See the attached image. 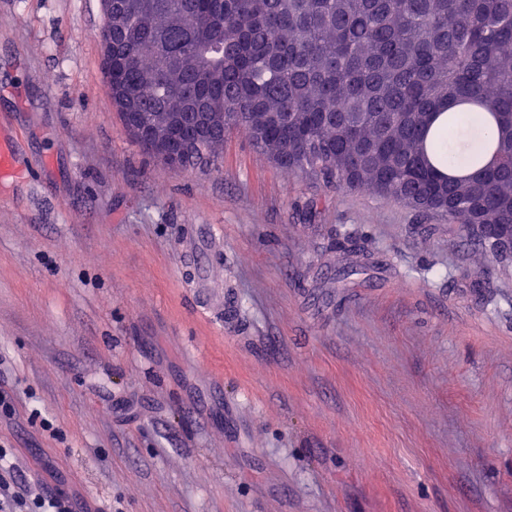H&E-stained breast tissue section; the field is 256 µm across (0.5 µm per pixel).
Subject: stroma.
I'll return each instance as SVG.
<instances>
[{
    "label": "stroma",
    "mask_w": 512,
    "mask_h": 512,
    "mask_svg": "<svg viewBox=\"0 0 512 512\" xmlns=\"http://www.w3.org/2000/svg\"><path fill=\"white\" fill-rule=\"evenodd\" d=\"M102 26L101 0H0V444L27 481L108 512H512V277L247 130L217 170L143 153ZM193 224L224 312L181 275Z\"/></svg>",
    "instance_id": "obj_1"
}]
</instances>
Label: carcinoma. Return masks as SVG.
Listing matches in <instances>:
<instances>
[{
    "label": "carcinoma",
    "instance_id": "carcinoma-1",
    "mask_svg": "<svg viewBox=\"0 0 512 512\" xmlns=\"http://www.w3.org/2000/svg\"><path fill=\"white\" fill-rule=\"evenodd\" d=\"M104 27L124 125L188 97L288 173L440 214L506 269L512 0H112ZM182 132L220 166L222 142Z\"/></svg>",
    "mask_w": 512,
    "mask_h": 512
}]
</instances>
